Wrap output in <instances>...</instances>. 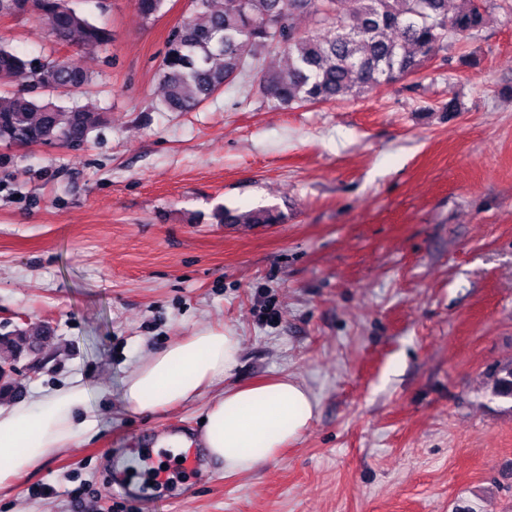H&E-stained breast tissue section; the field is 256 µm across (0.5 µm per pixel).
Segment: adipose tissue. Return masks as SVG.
I'll list each match as a JSON object with an SVG mask.
<instances>
[{
  "label": "adipose tissue",
  "mask_w": 512,
  "mask_h": 512,
  "mask_svg": "<svg viewBox=\"0 0 512 512\" xmlns=\"http://www.w3.org/2000/svg\"><path fill=\"white\" fill-rule=\"evenodd\" d=\"M240 338L204 329L143 357L124 380L126 411L155 415L215 395L204 413L203 445L225 475L251 472L275 460L312 422L316 404L296 379L283 376L248 387L226 381L238 365ZM92 389L70 379L50 393L0 404V485L44 467L94 434Z\"/></svg>",
  "instance_id": "adipose-tissue-1"
}]
</instances>
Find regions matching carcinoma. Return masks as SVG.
I'll return each mask as SVG.
<instances>
[{"label": "carcinoma", "mask_w": 512, "mask_h": 512, "mask_svg": "<svg viewBox=\"0 0 512 512\" xmlns=\"http://www.w3.org/2000/svg\"><path fill=\"white\" fill-rule=\"evenodd\" d=\"M166 0H136L142 19L163 13ZM191 15L167 37L157 112H191L240 81L275 109L335 102L420 73L450 44L485 27L486 0H190ZM0 15H30L61 46L94 52L111 31L71 0H0ZM309 16L314 29L298 21ZM24 80L0 93V143L81 145L104 119L96 103L67 106L61 96L89 85L92 74L68 56L20 53L0 45V80ZM219 224H278L269 208H221ZM47 329L29 324L0 335V397L15 389L12 361L41 359ZM491 393L512 401V362L496 374Z\"/></svg>", "instance_id": "obj_1"}]
</instances>
